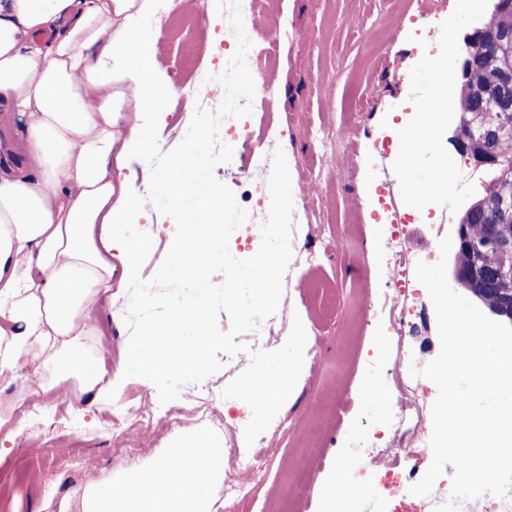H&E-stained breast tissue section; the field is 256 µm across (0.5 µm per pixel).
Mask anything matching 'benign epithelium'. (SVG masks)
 I'll return each mask as SVG.
<instances>
[{"mask_svg": "<svg viewBox=\"0 0 512 512\" xmlns=\"http://www.w3.org/2000/svg\"><path fill=\"white\" fill-rule=\"evenodd\" d=\"M483 126L482 121L463 119L457 123L453 136L455 148L468 155L477 137L488 139L489 146L474 157L478 169L498 166L507 155L498 129H488L481 135L477 134ZM485 203L484 198L467 203L456 224L452 238L455 258L453 280L457 286L472 293L476 279L484 271H492L500 284L501 293L496 296L481 293L477 298L488 306L492 314L512 324V295H504V292L512 290V202L500 200L495 220L477 227L470 223V215L474 210L484 207Z\"/></svg>", "mask_w": 512, "mask_h": 512, "instance_id": "7a95c632", "label": "benign epithelium"}]
</instances>
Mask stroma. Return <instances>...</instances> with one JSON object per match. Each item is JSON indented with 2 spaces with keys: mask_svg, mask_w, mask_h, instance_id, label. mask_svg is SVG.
Listing matches in <instances>:
<instances>
[{
  "mask_svg": "<svg viewBox=\"0 0 512 512\" xmlns=\"http://www.w3.org/2000/svg\"><path fill=\"white\" fill-rule=\"evenodd\" d=\"M459 0H254V60L274 89L278 105L257 111L254 131L270 150H282L292 174L293 256L283 278L275 334L268 355L286 349L289 334L308 327L293 399L268 412L253 435L243 436L245 416L233 390L262 361L251 352L222 355V369L208 379L221 397L210 412L193 411L187 397L174 400L182 411L180 427L144 428L117 436L113 426L125 423L148 388L140 378H124L129 330L124 316L127 291L100 297L86 313L96 330L87 354H102L120 383L114 399L89 403L74 392L73 380L48 375V392L34 410L12 416L0 429V473L29 464L31 484L7 489L12 512H80L72 491L96 481L101 471L119 477L127 470L125 449H135L136 463L149 462L173 440L202 429L224 442L227 463L260 455L250 493L235 502V512H320L324 485L340 463H348L351 482L371 486L367 512H434L446 502L445 478L435 496L412 495L408 472H426L433 460L428 437L436 385L419 373L439 353L435 311L426 288L415 284L406 301L414 313L411 332L398 334L383 306L393 290L379 262L388 247L389 226L383 220L381 191L390 187L398 208L410 214L408 249L413 261L436 263L438 243L453 234L461 206L480 191L485 170L475 168L450 138L453 122L437 132L435 156L446 157L457 194L445 206L443 192L413 205L401 190L398 135L416 116L417 98L393 77L412 75L426 65L443 31L453 30L444 67L451 77L448 96L460 98L461 78L455 64L472 22L459 15ZM158 35L152 54L157 84L172 86L189 99L182 112L166 107L159 120V145L167 151L186 136L196 109L217 111L218 97L199 94V76L224 70L219 39L224 18L211 0H185L181 12H161L150 20ZM388 142L389 151L377 174H369L373 140ZM316 183L322 196L308 195ZM174 221L157 209L142 213L138 229L150 234L153 247L141 274L150 278L170 248ZM412 362L413 373L395 382L386 373L399 358ZM380 383L383 407L364 419L362 379ZM417 403L424 436L405 448L404 456L377 467V445L394 437L393 414L405 403ZM41 448L40 457L29 455ZM305 483L309 495L288 506V482Z\"/></svg>",
  "mask_w": 512,
  "mask_h": 512,
  "instance_id": "1",
  "label": "stroma"
}]
</instances>
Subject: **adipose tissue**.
Instances as JSON below:
<instances>
[{"label":"adipose tissue","mask_w":512,"mask_h":512,"mask_svg":"<svg viewBox=\"0 0 512 512\" xmlns=\"http://www.w3.org/2000/svg\"><path fill=\"white\" fill-rule=\"evenodd\" d=\"M152 0H0V376L39 395L47 372L80 379L92 403L108 392L80 353L83 314L135 274L130 234L142 196L128 195L114 158L153 145L128 112L132 86L170 94L150 72ZM273 369L234 398L254 415L297 390L306 335L295 329ZM224 443L197 431L124 478L73 490L81 512H218Z\"/></svg>","instance_id":"ef3b65f1"}]
</instances>
